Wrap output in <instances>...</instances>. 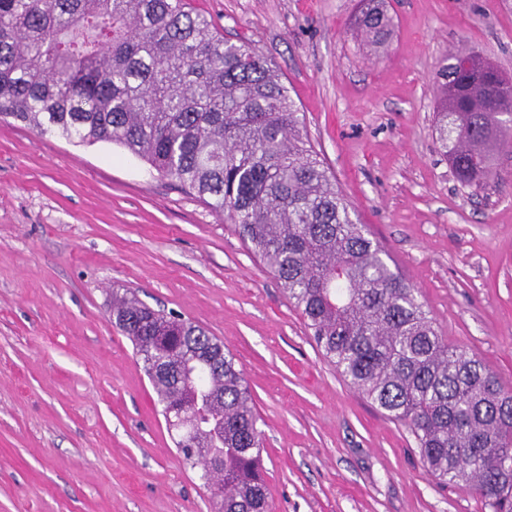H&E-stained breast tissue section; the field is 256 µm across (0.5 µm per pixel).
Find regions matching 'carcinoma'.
I'll list each match as a JSON object with an SVG mask.
<instances>
[{
    "mask_svg": "<svg viewBox=\"0 0 512 512\" xmlns=\"http://www.w3.org/2000/svg\"><path fill=\"white\" fill-rule=\"evenodd\" d=\"M385 0L353 26L374 52ZM436 73L437 140L460 183L482 187L512 142V85L479 57ZM81 143L109 142L224 216L277 276L336 372L408 426L425 467L512 512V390L449 345L422 295L352 218L301 130L271 61L218 35L187 0H0V121ZM183 463L210 464L216 512H269L263 433L234 355L204 329L112 291Z\"/></svg>",
    "mask_w": 512,
    "mask_h": 512,
    "instance_id": "1",
    "label": "carcinoma"
}]
</instances>
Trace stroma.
<instances>
[{"mask_svg": "<svg viewBox=\"0 0 512 512\" xmlns=\"http://www.w3.org/2000/svg\"><path fill=\"white\" fill-rule=\"evenodd\" d=\"M279 68L352 216L448 343L512 386V145L481 189L436 140V72L473 48L512 78V0H190ZM203 327L250 386L272 512H489L316 346L279 281L207 205L107 143L0 123V512H214L186 468L112 292ZM384 4L383 0H360L358 12L353 20L355 30L376 53L384 48L390 34V20Z\"/></svg>", "mask_w": 512, "mask_h": 512, "instance_id": "obj_1", "label": "stroma"}]
</instances>
